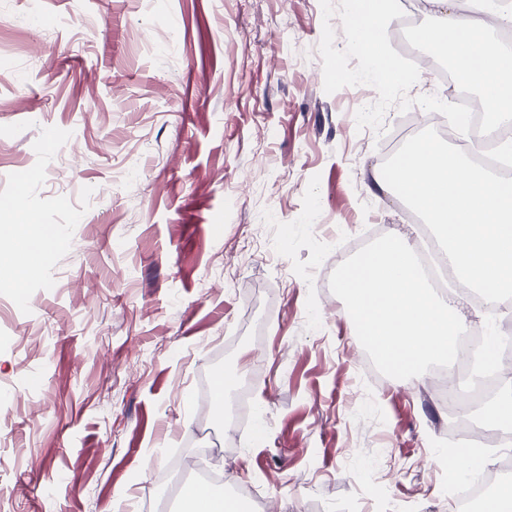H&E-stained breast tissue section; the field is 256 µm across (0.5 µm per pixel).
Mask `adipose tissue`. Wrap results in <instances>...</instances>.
<instances>
[{"mask_svg":"<svg viewBox=\"0 0 512 512\" xmlns=\"http://www.w3.org/2000/svg\"><path fill=\"white\" fill-rule=\"evenodd\" d=\"M432 3L440 22L427 30L428 41L440 50H452L458 76L465 85L479 90L485 111L496 117L511 118L512 53L503 50L477 25L460 24L451 11L450 0H432ZM353 16L349 34L365 47L371 61V78L381 84L389 82L393 73L384 66L380 48L371 39L373 30L385 22V15L375 11L370 0H355ZM456 28L462 29L463 36L452 45L447 35ZM8 209L14 218L0 221V238L7 236L16 242L12 278L19 286L26 276V258L39 253L42 242L35 217H23L21 201H13Z\"/></svg>","mask_w":512,"mask_h":512,"instance_id":"adipose-tissue-1","label":"adipose tissue"}]
</instances>
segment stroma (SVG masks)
<instances>
[{
    "label": "stroma",
    "mask_w": 512,
    "mask_h": 512,
    "mask_svg": "<svg viewBox=\"0 0 512 512\" xmlns=\"http://www.w3.org/2000/svg\"><path fill=\"white\" fill-rule=\"evenodd\" d=\"M375 85L350 0H0V203L55 233L16 305L0 285V512H182L230 469L270 512H455L448 403L380 386L332 271L416 235L374 186L409 113L466 90L394 34ZM235 372L259 412L200 415Z\"/></svg>",
    "instance_id": "stroma-1"
}]
</instances>
